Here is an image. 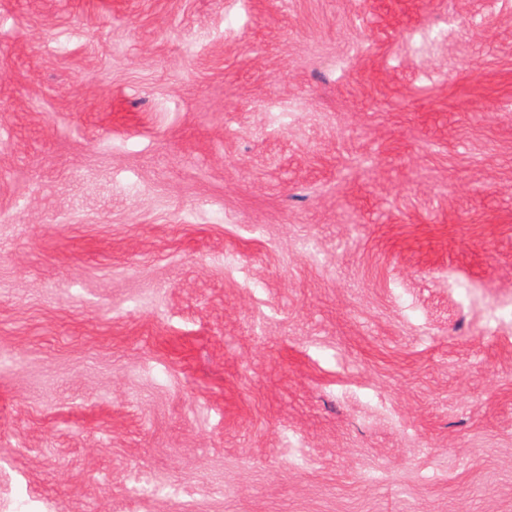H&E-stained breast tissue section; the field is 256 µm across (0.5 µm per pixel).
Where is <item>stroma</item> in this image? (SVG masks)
<instances>
[{"label": "stroma", "instance_id": "35a3bbf8", "mask_svg": "<svg viewBox=\"0 0 512 512\" xmlns=\"http://www.w3.org/2000/svg\"><path fill=\"white\" fill-rule=\"evenodd\" d=\"M0 512H512V0H0Z\"/></svg>", "mask_w": 512, "mask_h": 512}]
</instances>
